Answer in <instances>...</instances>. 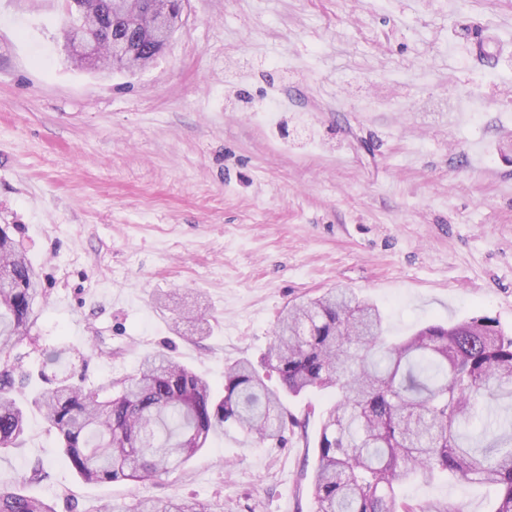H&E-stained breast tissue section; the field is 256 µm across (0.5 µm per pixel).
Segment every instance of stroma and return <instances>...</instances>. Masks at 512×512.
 Here are the masks:
<instances>
[{"instance_id": "1", "label": "stroma", "mask_w": 512, "mask_h": 512, "mask_svg": "<svg viewBox=\"0 0 512 512\" xmlns=\"http://www.w3.org/2000/svg\"><path fill=\"white\" fill-rule=\"evenodd\" d=\"M64 16L63 0H0V225L43 289L19 372L96 387L164 350L219 392L287 304L339 285L392 338L473 317L512 333V51L467 44L487 26L512 42V0H188L156 62L106 80L67 62ZM269 90L282 111H254ZM176 292L210 335L156 306ZM26 420L0 484L56 512L313 510L314 419L283 447L219 437L162 479L98 484L41 411ZM399 492L428 512H492L497 495L445 477ZM217 510L214 504L200 502L193 498H167L137 500L124 512H224Z\"/></svg>"}]
</instances>
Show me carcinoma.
I'll list each match as a JSON object with an SVG mask.
<instances>
[{
	"instance_id": "1",
	"label": "carcinoma",
	"mask_w": 512,
	"mask_h": 512,
	"mask_svg": "<svg viewBox=\"0 0 512 512\" xmlns=\"http://www.w3.org/2000/svg\"><path fill=\"white\" fill-rule=\"evenodd\" d=\"M82 27L66 10L62 37L87 30L105 46L104 64L132 72L166 45L148 31L153 0L138 15L111 0H76ZM0 358L30 334L40 295L34 268L0 226ZM385 315L352 289L330 288L285 308L273 342L257 364L224 368V389L163 351L100 388L65 375L34 404L60 437L67 463L86 483L158 479L200 453L210 435L242 448L287 444L285 397L329 394L320 410L313 512H428L398 498L407 479L448 476L494 485V512H512V422L483 415L485 400L512 399V334L489 317L429 324L390 341ZM14 373L0 369V451L24 433L25 411L13 396ZM0 512H55L41 499L0 485ZM124 512H219L193 498L142 499Z\"/></svg>"
}]
</instances>
